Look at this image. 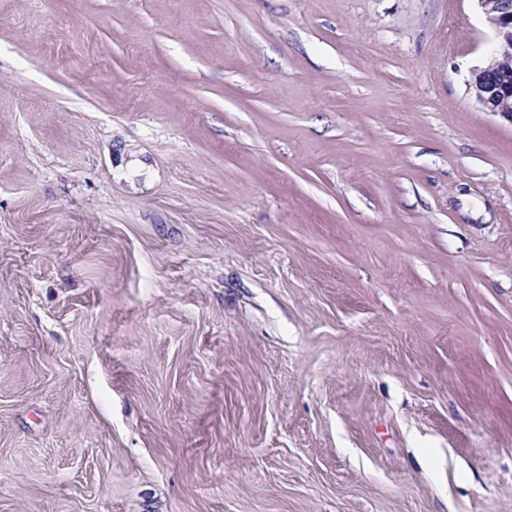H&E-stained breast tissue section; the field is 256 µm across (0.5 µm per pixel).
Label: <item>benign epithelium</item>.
Masks as SVG:
<instances>
[{
	"label": "benign epithelium",
	"mask_w": 512,
	"mask_h": 512,
	"mask_svg": "<svg viewBox=\"0 0 512 512\" xmlns=\"http://www.w3.org/2000/svg\"><path fill=\"white\" fill-rule=\"evenodd\" d=\"M494 31L489 59L474 69L470 81L484 111L512 120V0H476Z\"/></svg>",
	"instance_id": "obj_1"
}]
</instances>
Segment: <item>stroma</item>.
I'll return each instance as SVG.
<instances>
[{"label":"stroma","mask_w":512,"mask_h":512,"mask_svg":"<svg viewBox=\"0 0 512 512\" xmlns=\"http://www.w3.org/2000/svg\"><path fill=\"white\" fill-rule=\"evenodd\" d=\"M476 0H0V512H512V122Z\"/></svg>","instance_id":"obj_1"}]
</instances>
